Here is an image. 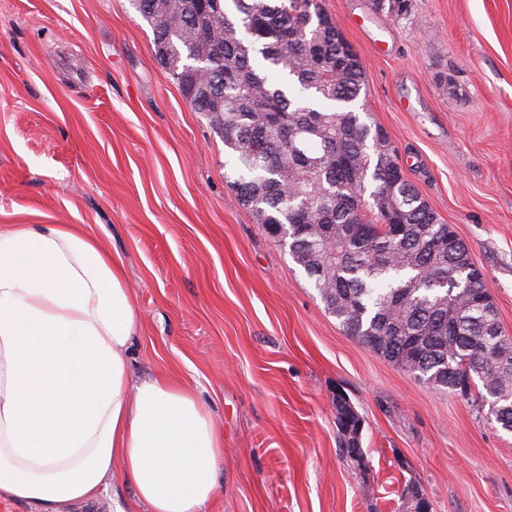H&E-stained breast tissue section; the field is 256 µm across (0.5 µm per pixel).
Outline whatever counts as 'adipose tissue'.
<instances>
[{
    "label": "adipose tissue",
    "mask_w": 512,
    "mask_h": 512,
    "mask_svg": "<svg viewBox=\"0 0 512 512\" xmlns=\"http://www.w3.org/2000/svg\"><path fill=\"white\" fill-rule=\"evenodd\" d=\"M138 324L82 225L0 230V499L63 512L119 475L149 512H203L223 436L180 382L132 381Z\"/></svg>",
    "instance_id": "1"
}]
</instances>
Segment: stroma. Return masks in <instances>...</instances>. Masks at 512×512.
<instances>
[{"instance_id":"stroma-1","label":"stroma","mask_w":512,"mask_h":512,"mask_svg":"<svg viewBox=\"0 0 512 512\" xmlns=\"http://www.w3.org/2000/svg\"><path fill=\"white\" fill-rule=\"evenodd\" d=\"M406 179L512 335V0H323ZM224 142L133 0H0V228L80 224L140 314L134 377L185 382L224 432L205 512H512V432L346 335L227 183ZM363 418L365 467L335 399ZM66 512H146L132 486Z\"/></svg>"}]
</instances>
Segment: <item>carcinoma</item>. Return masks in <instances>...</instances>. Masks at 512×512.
<instances>
[{"label": "carcinoma", "mask_w": 512, "mask_h": 512, "mask_svg": "<svg viewBox=\"0 0 512 512\" xmlns=\"http://www.w3.org/2000/svg\"><path fill=\"white\" fill-rule=\"evenodd\" d=\"M395 18L411 0H376ZM156 57L224 139L230 186L347 335L512 432V338L468 246L357 105L364 67L321 0H134Z\"/></svg>", "instance_id": "1"}]
</instances>
